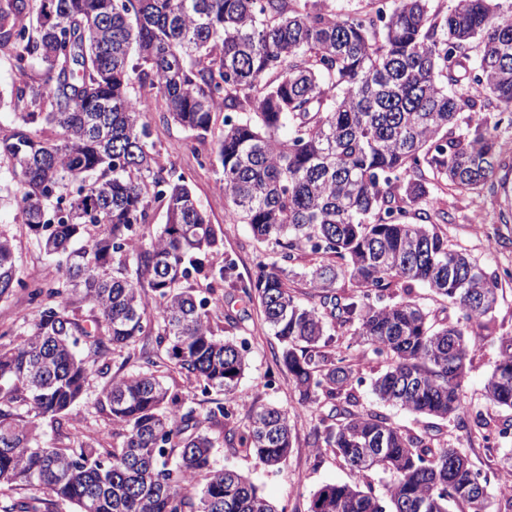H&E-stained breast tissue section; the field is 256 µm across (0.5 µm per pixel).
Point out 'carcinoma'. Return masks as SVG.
Listing matches in <instances>:
<instances>
[{"instance_id": "obj_1", "label": "carcinoma", "mask_w": 512, "mask_h": 512, "mask_svg": "<svg viewBox=\"0 0 512 512\" xmlns=\"http://www.w3.org/2000/svg\"><path fill=\"white\" fill-rule=\"evenodd\" d=\"M0 54L20 75L0 97L10 109L0 193L56 269L30 293L21 342H0V486H45L74 512H278L237 470L216 467L196 409L158 380L145 349L139 370L104 391L120 447H44L36 433L40 418L67 426L104 355L149 337L219 395L205 420L224 429L231 454L282 464L288 413L255 404L240 415L248 347L213 330L216 288L228 286L261 308L302 404L329 407L311 447L356 475L319 486L308 512H493L488 478L437 432L452 420L486 440L488 409L512 410V335L498 338L485 406L464 401L509 272L448 246L431 186L479 196L512 157L499 135L512 115V0H455L445 13L392 0L383 18L376 0L343 16L326 0H0ZM145 95L200 135L224 113L214 154L227 218L276 251L255 276L242 280L231 257L214 262L223 238L186 178L159 164L135 106ZM465 112L482 118L462 130ZM422 199L428 209L406 222ZM157 202L163 228L147 247L127 245ZM194 274L206 295L182 287ZM341 277L353 292L336 288ZM297 279L317 302H298ZM417 283L448 300L456 322L411 297ZM19 285L0 229V299ZM340 330L384 364L374 397L421 427L361 407ZM0 512H41V502Z\"/></svg>"}]
</instances>
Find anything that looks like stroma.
<instances>
[{"label": "stroma", "mask_w": 512, "mask_h": 512, "mask_svg": "<svg viewBox=\"0 0 512 512\" xmlns=\"http://www.w3.org/2000/svg\"><path fill=\"white\" fill-rule=\"evenodd\" d=\"M145 121L159 152L160 162L185 176L211 223L220 227L224 236V251L236 260L239 276L250 277L259 264L271 263L274 259L271 245L257 241L247 225L225 221L230 201L218 184L221 170L210 161L212 138H199L191 131L163 122L160 112L156 110L147 113ZM497 179L504 182L505 192L475 199L455 194L444 195V208L451 221L440 227L441 232L447 235L451 248L464 251L490 266L504 258L512 260V225L504 228L498 225L500 211L512 213V170L498 171ZM0 224L6 226L13 238L23 284L54 275L53 265L40 254L27 229L15 223L14 211L5 201L0 203ZM23 284L0 300V332L19 334L24 330L26 320L34 315ZM224 307L240 315L241 320L234 335L246 340L249 349V365L237 391L238 408L244 411L256 402H272L288 409L293 421V446L280 469L272 470L256 460L230 455L224 447L222 433L213 427L209 434L214 440V461L220 467L239 468L255 484L259 493L281 508L282 512H308L311 496L320 485L350 482L354 476L333 453L319 454L311 448L310 432L317 417L300 405L297 390L287 372L277 363L275 354L279 352L280 344L265 326L257 304L241 301L235 292L228 289L224 292ZM492 325V336L486 337L474 354L465 378L466 400L474 406L484 403L483 384L497 359V336L512 333V283L505 285L501 291L500 305L493 315ZM103 363L107 368L106 373L91 377L84 398L68 415L66 432H58L50 420H40L39 433L45 445L66 447L81 441H98L108 447L121 444V434L115 433L112 420L108 412L102 411L100 403L111 378L138 370L139 352L134 349L110 353L104 357ZM441 433L449 445L462 449L475 469L487 474L496 469L504 448H512V438L506 444L492 446L483 439L467 437L449 422L442 424Z\"/></svg>", "instance_id": "35a3bbf8"}]
</instances>
